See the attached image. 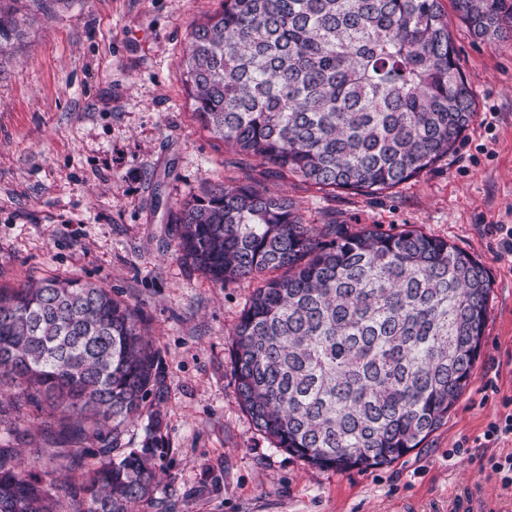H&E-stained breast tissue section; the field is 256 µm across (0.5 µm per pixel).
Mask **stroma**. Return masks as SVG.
Instances as JSON below:
<instances>
[{"mask_svg": "<svg viewBox=\"0 0 512 512\" xmlns=\"http://www.w3.org/2000/svg\"><path fill=\"white\" fill-rule=\"evenodd\" d=\"M221 0H29L27 37L0 66V285L73 278L138 311L168 373L166 454L142 512H448L469 487L512 494L485 442L512 397V40L472 37L451 15L476 113L455 152L373 197L327 192L237 154L197 120L178 64ZM285 194L311 224L448 240L485 266L489 316L472 382L420 448L365 471L321 470L256 431L239 405L231 334L255 285H219L176 252L182 200L207 181ZM466 454L449 457L455 442Z\"/></svg>", "mask_w": 512, "mask_h": 512, "instance_id": "obj_1", "label": "stroma"}]
</instances>
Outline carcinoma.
<instances>
[{"instance_id": "cac0c4a2", "label": "carcinoma", "mask_w": 512, "mask_h": 512, "mask_svg": "<svg viewBox=\"0 0 512 512\" xmlns=\"http://www.w3.org/2000/svg\"><path fill=\"white\" fill-rule=\"evenodd\" d=\"M0 5V59L25 35ZM477 39L512 38V0H452ZM440 0H222L195 25L182 76L208 132L321 189L379 195L452 151L476 106ZM177 252L214 282L257 280L231 341L235 395L255 429L319 469L391 463L448 418L488 317L485 267L416 229L309 224L285 195L212 183L183 204ZM0 423L53 468L0 445V512H129L157 492L163 360L139 315L79 279L0 287ZM147 418L142 449L121 448Z\"/></svg>"}]
</instances>
